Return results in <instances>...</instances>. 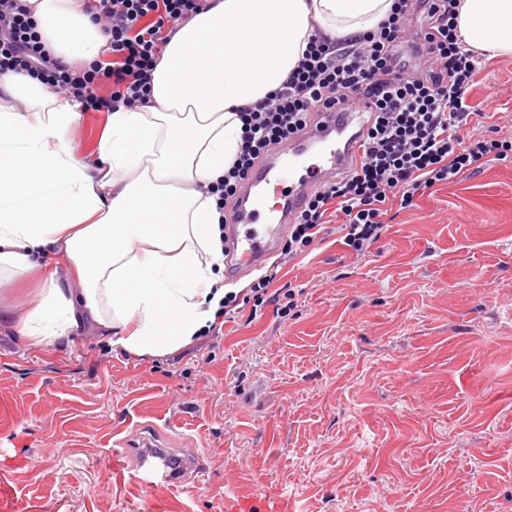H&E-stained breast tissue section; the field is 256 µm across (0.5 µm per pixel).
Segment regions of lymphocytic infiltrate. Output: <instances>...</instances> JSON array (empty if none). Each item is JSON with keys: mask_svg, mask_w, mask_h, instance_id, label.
<instances>
[{"mask_svg": "<svg viewBox=\"0 0 512 512\" xmlns=\"http://www.w3.org/2000/svg\"><path fill=\"white\" fill-rule=\"evenodd\" d=\"M207 0H91L93 19L107 39V55L72 69L47 54L25 0H0V72H23L74 98L83 111L114 112L149 103L152 72L166 44L165 31L206 9ZM458 0H396L377 30L333 39L314 32L286 79L265 98L240 108L241 148L222 179L208 185L226 213L241 184L277 144L317 112L340 102L370 99L371 121L360 160L307 200L288 227L282 248L292 258L308 251L335 216L344 245L363 254L382 235L389 206L415 207L418 196L452 182L476 162L512 157V138L495 137L487 112L471 111L467 96L480 57L458 33ZM421 16L409 31L413 16ZM418 62L406 66L399 49L407 34ZM270 267L241 292L224 296L226 318L247 304L273 305L288 318L296 292L272 291Z\"/></svg>", "mask_w": 512, "mask_h": 512, "instance_id": "f902f5d3", "label": "lymphocytic infiltrate"}]
</instances>
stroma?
Returning <instances> with one entry per match:
<instances>
[{
    "instance_id": "stroma-1",
    "label": "stroma",
    "mask_w": 512,
    "mask_h": 512,
    "mask_svg": "<svg viewBox=\"0 0 512 512\" xmlns=\"http://www.w3.org/2000/svg\"><path fill=\"white\" fill-rule=\"evenodd\" d=\"M468 103L512 137V58ZM385 222L366 256L331 230L283 266L296 317L165 356L0 326V512H512V159ZM148 432L200 455L187 487L120 478Z\"/></svg>"
}]
</instances>
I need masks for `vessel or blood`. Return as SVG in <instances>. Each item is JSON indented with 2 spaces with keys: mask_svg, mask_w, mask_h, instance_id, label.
Returning <instances> with one entry per match:
<instances>
[{
  "mask_svg": "<svg viewBox=\"0 0 512 512\" xmlns=\"http://www.w3.org/2000/svg\"><path fill=\"white\" fill-rule=\"evenodd\" d=\"M369 112V106L363 103L347 110L338 105L331 111L319 113L298 137L267 157L251 177L249 186L242 190L238 207L227 216L231 230L228 240L231 261L238 265L261 266L277 247L301 199L313 192L317 184L347 172L359 160L361 134ZM314 146L325 157V166L312 176L296 180L288 177L285 158L304 154ZM257 184L267 187L277 200L273 222L262 231L254 227L261 218L260 207L251 198L252 188ZM127 452L137 456L139 462L128 468L125 475L128 480L140 484L181 487L185 471L194 465L193 460L176 458L162 444L149 439L128 446Z\"/></svg>",
  "mask_w": 512,
  "mask_h": 512,
  "instance_id": "b4317fda",
  "label": "vessel or blood"
}]
</instances>
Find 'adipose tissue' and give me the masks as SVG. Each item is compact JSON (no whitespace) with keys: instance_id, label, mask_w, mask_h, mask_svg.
<instances>
[{"instance_id":"ef3b65f1","label":"adipose tissue","mask_w":512,"mask_h":512,"mask_svg":"<svg viewBox=\"0 0 512 512\" xmlns=\"http://www.w3.org/2000/svg\"><path fill=\"white\" fill-rule=\"evenodd\" d=\"M27 2L55 57L103 53L85 0ZM210 2L169 31L150 103L109 113L91 154L73 137L79 102L0 74V278L34 285L32 307L10 318L23 340L52 346L89 325L153 358L208 332L225 288L206 188L238 154L237 107L282 83L312 30L368 32L394 0ZM458 28L488 58L512 56V0H461Z\"/></svg>"}]
</instances>
